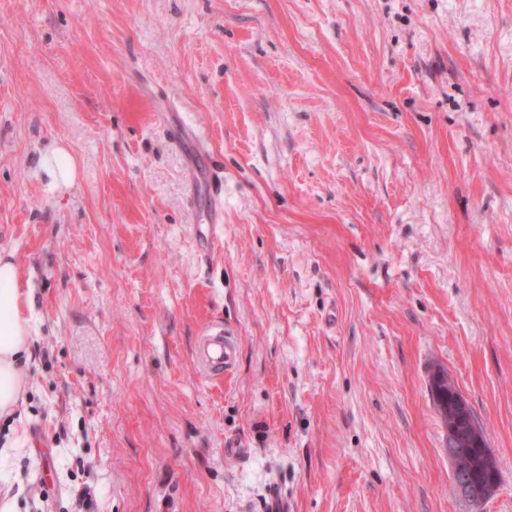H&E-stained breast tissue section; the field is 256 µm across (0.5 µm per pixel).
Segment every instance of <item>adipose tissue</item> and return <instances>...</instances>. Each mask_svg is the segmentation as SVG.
Returning a JSON list of instances; mask_svg holds the SVG:
<instances>
[{"mask_svg": "<svg viewBox=\"0 0 512 512\" xmlns=\"http://www.w3.org/2000/svg\"><path fill=\"white\" fill-rule=\"evenodd\" d=\"M33 320L29 283L11 255L0 254V417L15 415L25 402Z\"/></svg>", "mask_w": 512, "mask_h": 512, "instance_id": "obj_1", "label": "adipose tissue"}]
</instances>
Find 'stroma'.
Instances as JSON below:
<instances>
[{"label":"stroma","mask_w":512,"mask_h":512,"mask_svg":"<svg viewBox=\"0 0 512 512\" xmlns=\"http://www.w3.org/2000/svg\"><path fill=\"white\" fill-rule=\"evenodd\" d=\"M3 252L18 512H468L439 366L512 512V0H0ZM42 166L50 177L49 187L56 190L68 187L76 174V164L64 148H57L41 160ZM33 320L32 288L12 254H0V418L15 415L25 402ZM237 354V344L220 328L212 327L197 338L195 356L198 368L204 374L221 373L235 363ZM436 389L438 391L437 402L439 404L440 409L436 408V412L438 416L444 420V422L448 423V420L454 417V413L451 407H448V393L452 394V392L457 389V385L447 371L442 368H438L436 370ZM455 399L460 410L469 415V405L461 393L460 390L455 391Z\"/></svg>","instance_id":"obj_1"}]
</instances>
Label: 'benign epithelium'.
<instances>
[{
    "label": "benign epithelium",
    "mask_w": 512,
    "mask_h": 512,
    "mask_svg": "<svg viewBox=\"0 0 512 512\" xmlns=\"http://www.w3.org/2000/svg\"><path fill=\"white\" fill-rule=\"evenodd\" d=\"M444 452L450 463L456 492L473 503L482 505L487 502L498 486L497 470L501 467V460L491 452L483 429L474 424L462 433L448 427ZM463 454L475 459L467 470L459 467V456Z\"/></svg>",
    "instance_id": "1"
}]
</instances>
